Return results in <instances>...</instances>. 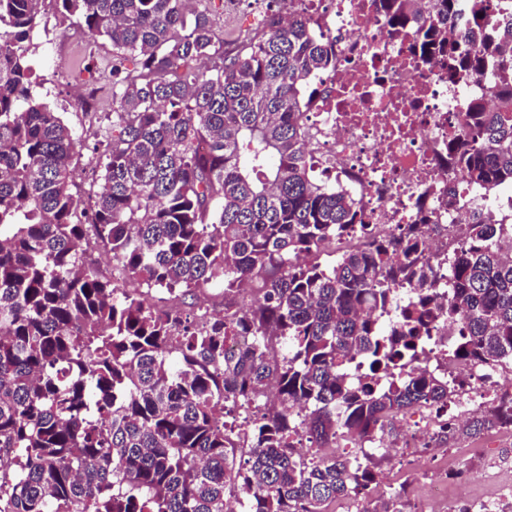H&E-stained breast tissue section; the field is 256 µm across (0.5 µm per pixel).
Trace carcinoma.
Here are the masks:
<instances>
[{
	"label": "carcinoma",
	"mask_w": 512,
	"mask_h": 512,
	"mask_svg": "<svg viewBox=\"0 0 512 512\" xmlns=\"http://www.w3.org/2000/svg\"><path fill=\"white\" fill-rule=\"evenodd\" d=\"M46 0H0V512H328L369 497L373 458L313 461L292 440L304 427L327 448L343 435L394 436L415 407L448 404L453 388L421 373L376 383L441 319L459 322V358L512 362V259L500 242L512 213L477 209L444 258L448 301L433 303L440 267L418 264L424 225L371 241L330 267L308 260L355 227L360 206L318 182L302 107L333 63L298 15L264 16L224 49L209 10L189 0H55L90 41L112 45V109L100 136L102 186L73 192L81 143L36 98L35 28ZM389 24L419 22L424 53L448 83L490 76L495 112L468 104L448 161L489 193L512 187V0H384ZM135 61L134 67L124 62ZM103 246L126 279L169 294L157 308L87 261ZM262 280V300L238 306ZM224 285V312L186 299ZM416 298L393 306V286ZM363 355L352 383L346 364ZM261 409L236 453L238 413ZM512 426V394L434 437L448 443ZM403 490L364 512H404Z\"/></svg>",
	"instance_id": "1"
}]
</instances>
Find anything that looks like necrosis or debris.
Masks as SVG:
<instances>
[{
  "label": "necrosis or debris",
  "mask_w": 512,
  "mask_h": 512,
  "mask_svg": "<svg viewBox=\"0 0 512 512\" xmlns=\"http://www.w3.org/2000/svg\"><path fill=\"white\" fill-rule=\"evenodd\" d=\"M298 13L336 54L335 66L316 78L317 91L305 101L309 157L320 177L359 198L367 225L366 232L337 236V252L358 249L369 238H398L425 218L437 230L419 261L437 265L462 244L469 207H500L448 165V143L461 133L467 104L480 98L495 105L487 79L449 83L440 58L415 55L417 21L402 30L390 26L381 0H285L284 16ZM452 190L464 207H449ZM458 330L436 322L417 361L389 371L407 379L428 372L454 386L447 414L405 417V424L420 423L422 432H431L444 416L459 419L496 404L502 369L455 357L449 344Z\"/></svg>",
  "instance_id": "obj_1"
}]
</instances>
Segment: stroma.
Instances as JSON below:
<instances>
[{
    "mask_svg": "<svg viewBox=\"0 0 512 512\" xmlns=\"http://www.w3.org/2000/svg\"><path fill=\"white\" fill-rule=\"evenodd\" d=\"M274 6L273 0H224L213 17L225 41H232L244 31L254 29L256 19ZM71 28L63 23L54 0H49L47 14L33 40L37 46L35 67L45 83L48 102L62 112L65 121L81 141L82 148L74 158L77 168L88 167L96 153L93 145L100 127L107 122L111 101L101 103L98 111L77 110L73 101L80 87L71 84L69 72H92L100 76L108 69L112 56L108 42L72 46L66 37ZM447 453L422 459L419 449H402L399 456L377 455L379 468L384 469L392 485L403 486L409 512L426 505L429 512H454L464 501L481 503L496 499L502 485L512 482V429L494 430L476 439L458 438L447 445ZM436 482L445 483L443 496L426 501L428 488Z\"/></svg>",
    "mask_w": 512,
    "mask_h": 512,
    "instance_id": "stroma-1",
    "label": "stroma"
}]
</instances>
